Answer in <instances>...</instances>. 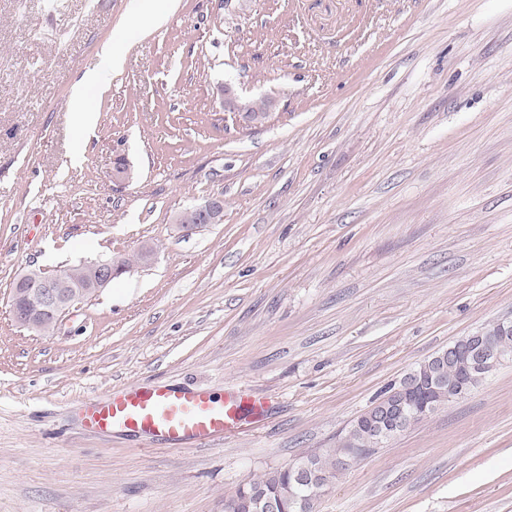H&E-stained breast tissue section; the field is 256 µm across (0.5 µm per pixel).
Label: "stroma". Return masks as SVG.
I'll return each instance as SVG.
<instances>
[{"label":"stroma","instance_id":"1","mask_svg":"<svg viewBox=\"0 0 512 512\" xmlns=\"http://www.w3.org/2000/svg\"><path fill=\"white\" fill-rule=\"evenodd\" d=\"M163 11L0 0V512H224L512 321V0H142ZM94 68L86 135L68 101ZM212 199L220 223L183 233ZM120 257L54 332L14 320L24 270ZM132 384L267 409L194 448L88 432L84 402ZM318 512H512V361L352 462ZM222 212L223 204L219 200H210L184 209L178 215V223L184 232L189 233L202 224L219 223Z\"/></svg>","mask_w":512,"mask_h":512}]
</instances>
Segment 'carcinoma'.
<instances>
[{"label": "carcinoma", "instance_id": "carcinoma-1", "mask_svg": "<svg viewBox=\"0 0 512 512\" xmlns=\"http://www.w3.org/2000/svg\"><path fill=\"white\" fill-rule=\"evenodd\" d=\"M66 278L75 286H82L90 278L89 263L83 262L66 268ZM487 336L498 341L503 356L512 360V331L507 332L501 323L495 322L482 328ZM444 351L435 353L431 358L413 367L399 383L390 384L383 395L393 400L389 393L397 385L421 378L423 389L412 394L405 408V417L399 431L403 432L419 423L440 407L448 404V394H437L431 389V381L439 374L450 381L459 382L469 388L476 387L488 374V370L474 364L467 354H460L453 360H441ZM382 443L372 429L363 425L362 417H357L340 439L337 447L323 454H311L297 459L291 465L268 473L260 479L249 481L240 486L234 495L224 499V512H255V504L262 498L275 499L280 507L278 512H316V503L323 495L328 484L336 478V459L356 448L364 456L376 451ZM301 466L310 468L307 481L302 483L297 476Z\"/></svg>", "mask_w": 512, "mask_h": 512}]
</instances>
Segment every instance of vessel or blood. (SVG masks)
<instances>
[{
	"label": "vessel or blood",
	"instance_id": "obj_1",
	"mask_svg": "<svg viewBox=\"0 0 512 512\" xmlns=\"http://www.w3.org/2000/svg\"><path fill=\"white\" fill-rule=\"evenodd\" d=\"M264 401L233 390L128 385L89 399L84 423L92 431L122 430L175 447L203 445L242 431L248 416H261Z\"/></svg>",
	"mask_w": 512,
	"mask_h": 512
}]
</instances>
